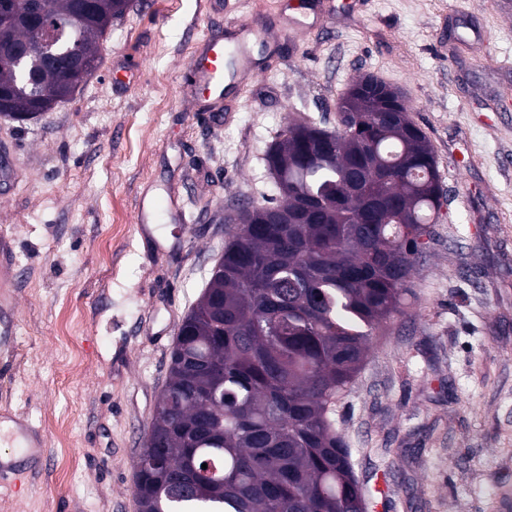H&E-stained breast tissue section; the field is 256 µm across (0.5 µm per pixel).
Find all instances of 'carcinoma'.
I'll return each instance as SVG.
<instances>
[{
  "label": "carcinoma",
  "mask_w": 512,
  "mask_h": 512,
  "mask_svg": "<svg viewBox=\"0 0 512 512\" xmlns=\"http://www.w3.org/2000/svg\"><path fill=\"white\" fill-rule=\"evenodd\" d=\"M131 0H19L17 54L0 63V119L38 104L45 84L73 97L85 77L70 48L99 64L96 40ZM35 11L57 27L55 58L22 60ZM338 125L358 131L324 150L292 123L265 164L280 190L278 224L243 210L202 296L179 328L169 379L137 460L139 512H365L333 419L370 336L402 311L408 282L449 201L427 137L400 97L366 101ZM207 468H202V464Z\"/></svg>",
  "instance_id": "carcinoma-1"
}]
</instances>
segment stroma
I'll use <instances>...</instances> for the list:
<instances>
[{"instance_id": "35a3bbf8", "label": "stroma", "mask_w": 512, "mask_h": 512, "mask_svg": "<svg viewBox=\"0 0 512 512\" xmlns=\"http://www.w3.org/2000/svg\"><path fill=\"white\" fill-rule=\"evenodd\" d=\"M303 2L135 0L70 100L0 121L17 169L0 239L18 307L0 411L46 442L43 462L0 490V512H139L137 456L174 338L237 208L277 195L268 146L291 123L335 128L363 74L402 95L452 200L336 425L366 512H499L512 490V0H333L330 24L255 46L260 74L222 110L195 111L183 80L198 42L302 17ZM157 194L192 223L137 228L138 199Z\"/></svg>"}]
</instances>
